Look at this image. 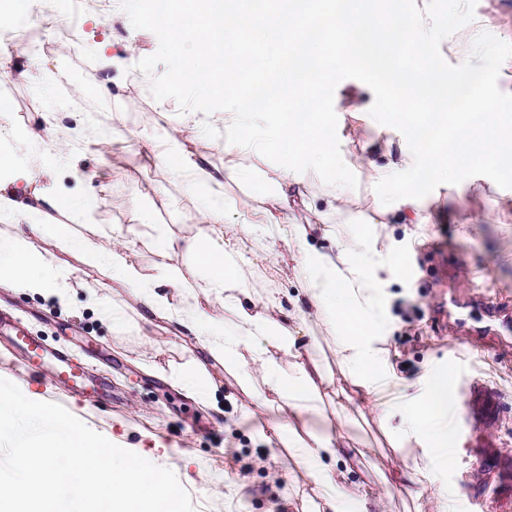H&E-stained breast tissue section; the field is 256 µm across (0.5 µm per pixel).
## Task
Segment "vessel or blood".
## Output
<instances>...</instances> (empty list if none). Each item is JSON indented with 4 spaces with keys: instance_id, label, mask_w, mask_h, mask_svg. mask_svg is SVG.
Masks as SVG:
<instances>
[{
    "instance_id": "obj_1",
    "label": "vessel or blood",
    "mask_w": 512,
    "mask_h": 512,
    "mask_svg": "<svg viewBox=\"0 0 512 512\" xmlns=\"http://www.w3.org/2000/svg\"><path fill=\"white\" fill-rule=\"evenodd\" d=\"M10 329L14 342L25 350L33 368H41L47 359H54V375L58 380L87 397L103 393V384L90 378L79 363L61 354L51 355L41 340L31 336L18 324H11ZM457 411L479 435L474 443V466L492 469L502 475L505 482H512V456L499 452L496 443L488 437L502 411V401L498 392L480 379H469L458 402Z\"/></svg>"
}]
</instances>
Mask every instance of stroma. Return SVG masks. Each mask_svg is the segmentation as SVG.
Masks as SVG:
<instances>
[{
	"label": "stroma",
	"instance_id": "obj_1",
	"mask_svg": "<svg viewBox=\"0 0 512 512\" xmlns=\"http://www.w3.org/2000/svg\"><path fill=\"white\" fill-rule=\"evenodd\" d=\"M24 7L26 24L0 30V101L8 104L0 117V143L33 156L37 150L23 133L52 130L74 149L52 172H36L35 186L51 184L64 197L86 196L89 188L94 195L86 197L80 219L68 210L46 209V233L30 239L34 251L71 269L62 296L23 293L1 282L0 314L24 322L49 346L85 359L105 395L97 404L84 402L50 369L31 370L24 353L2 335L0 378L31 400L63 405L111 442L171 468L196 512H330L313 475L289 461L279 443L274 406L256 404L192 333L142 309L105 268L87 265L49 231L67 224L74 235L99 242L112 227L123 228L131 260L153 279L175 281L168 294L179 308L198 292L207 271L184 250L160 252L144 227L164 224L177 238L199 236L207 193L189 190L159 166L151 140H177L187 154L206 151L217 170L235 164L265 177L274 163L250 149L225 152L223 140L204 136L203 113L189 123L174 100L152 98L135 65L157 51L158 39L134 29L118 0H85L80 8L75 0H26ZM74 10L81 15L80 40L69 49L59 32ZM483 31L512 43V0H478L474 22L442 42L443 57L461 63ZM128 44L133 53H125ZM105 54L112 63L104 67L99 59ZM373 101L371 89L356 79L342 81L334 94L341 155L358 182L350 192L347 231L366 240L378 263L390 269L375 293V334L386 378L397 390L396 402L409 409L421 403L436 375L454 371L461 386L472 377L483 379L498 389L503 404L491 437L512 452V337L458 313L485 297L512 316V189L485 176L443 184L420 201L428 223L396 222L384 213L375 179L358 164L365 154L387 166L407 147L398 131L370 116ZM302 191L305 204L285 213L274 195L256 194L239 182L223 186L227 222L248 231L240 273L282 318L304 298L305 281L288 235L268 237L264 224L285 218L306 224L313 247H333L323 235L331 186L308 171ZM108 308L122 312V323L105 316ZM325 336L322 322L312 319L299 329L297 343L320 346L331 373L321 388L322 408L346 418L342 433L354 460L345 481L366 500L368 512H437L440 491L455 512H512V498L504 497L496 476L474 472L472 434L457 418L454 466L433 469L431 481L412 493L396 482L404 459L371 410L366 389L338 369ZM201 365L212 385L204 401L175 381Z\"/></svg>",
	"mask_w": 512,
	"mask_h": 512
}]
</instances>
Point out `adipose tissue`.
Listing matches in <instances>:
<instances>
[{
  "label": "adipose tissue",
  "mask_w": 512,
  "mask_h": 512,
  "mask_svg": "<svg viewBox=\"0 0 512 512\" xmlns=\"http://www.w3.org/2000/svg\"><path fill=\"white\" fill-rule=\"evenodd\" d=\"M155 159L182 178L189 188L209 192V201L202 213V221L208 226L203 237L182 244L164 225H150L148 231L162 251L185 246L208 271L200 289L201 299L194 301L187 311L174 312L169 296L161 290L159 282L148 279L130 260L122 230H112V245L108 248L94 240L76 237L66 224L56 225L54 238L64 248L79 251L86 263L106 265L113 280L129 288L137 303L197 336L214 360L237 374L241 386L257 404L265 403V393L270 390L281 399V413L301 421L314 414L315 402L328 374L316 359L313 347H298L293 327L294 321L306 320L311 315L325 325L341 371L349 373L366 388L383 380V354L370 338L377 325L372 312V292L377 280L350 262L351 256L360 252L363 244L346 233V181L337 180L328 201L333 219L325 227L324 234L334 240L335 252L312 248L303 225L288 227V235L299 255L307 297L306 306L297 308L293 322L289 323L277 318L272 306L259 296L255 286L239 274L241 244L225 238L224 198L220 188L224 180L247 178V171L228 165L223 174H216L209 167L205 154H183L174 140L165 143ZM33 178L31 164L14 153L0 150V219L19 217L25 222L13 238L0 240V276L21 290L48 293L67 287L70 272L60 268L51 275L39 273L42 260L30 249L28 238L41 232L39 217L44 209L76 211L80 204L57 195L49 187L35 193L32 200H23L18 186L31 184ZM215 295L223 296L225 309L234 315V321L229 325L233 328L232 334H225L224 328L228 325L210 308L208 300ZM250 363L259 367L261 383H254L247 371L246 366ZM455 404L453 379L444 373L433 380L418 409L403 411L399 427L401 440L426 442L433 451L431 464L415 460L405 465L402 479L406 487L422 485L430 467L445 469L452 465L449 413ZM276 433L280 442L290 448L292 459L313 472L321 488V497L331 512H344L355 496L345 484L343 473L336 470V464L344 454L339 438L329 430L311 431L302 436L296 429L282 426L277 427Z\"/></svg>",
  "instance_id": "adipose-tissue-1"
}]
</instances>
